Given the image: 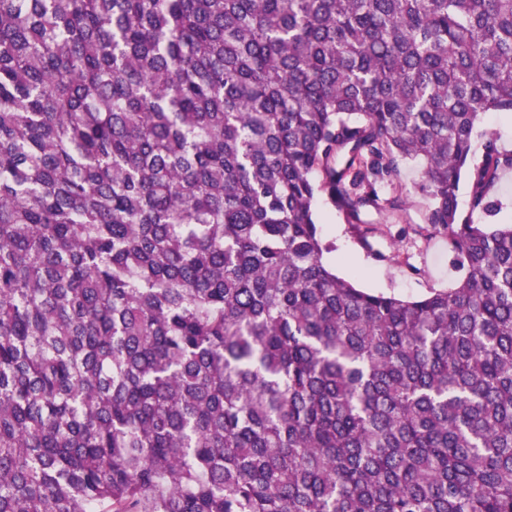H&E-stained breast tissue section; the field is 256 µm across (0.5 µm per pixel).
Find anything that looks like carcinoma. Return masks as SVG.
<instances>
[{"mask_svg":"<svg viewBox=\"0 0 512 512\" xmlns=\"http://www.w3.org/2000/svg\"><path fill=\"white\" fill-rule=\"evenodd\" d=\"M491 112L512 0H0V512H512ZM413 160L466 275L365 291Z\"/></svg>","mask_w":512,"mask_h":512,"instance_id":"carcinoma-1","label":"carcinoma"}]
</instances>
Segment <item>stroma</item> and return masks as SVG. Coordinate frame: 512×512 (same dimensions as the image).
Returning a JSON list of instances; mask_svg holds the SVG:
<instances>
[{
	"label": "stroma",
	"instance_id": "35a3bbf8",
	"mask_svg": "<svg viewBox=\"0 0 512 512\" xmlns=\"http://www.w3.org/2000/svg\"><path fill=\"white\" fill-rule=\"evenodd\" d=\"M490 136L501 151L512 153V112L489 114L479 124L472 145L474 161H481ZM420 179L417 163L403 165L400 180L407 194L403 221L368 213L372 231L364 240L327 198L318 199L319 229L330 247L324 259L340 276L365 290L408 299L451 288L462 277L447 234L423 222L431 201L420 191Z\"/></svg>",
	"mask_w": 512,
	"mask_h": 512
}]
</instances>
